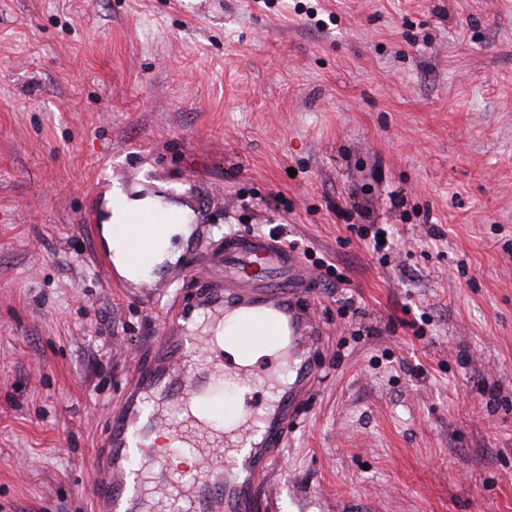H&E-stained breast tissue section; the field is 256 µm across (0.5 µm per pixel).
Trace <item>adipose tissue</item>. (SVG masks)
<instances>
[{"mask_svg": "<svg viewBox=\"0 0 512 512\" xmlns=\"http://www.w3.org/2000/svg\"><path fill=\"white\" fill-rule=\"evenodd\" d=\"M196 213L162 196H133L120 186L105 195L101 235L118 272L137 280L172 258L174 238H184Z\"/></svg>", "mask_w": 512, "mask_h": 512, "instance_id": "ef3b65f1", "label": "adipose tissue"}]
</instances>
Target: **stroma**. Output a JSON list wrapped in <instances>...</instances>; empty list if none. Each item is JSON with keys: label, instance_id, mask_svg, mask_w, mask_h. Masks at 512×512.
Wrapping results in <instances>:
<instances>
[{"label": "stroma", "instance_id": "35a3bbf8", "mask_svg": "<svg viewBox=\"0 0 512 512\" xmlns=\"http://www.w3.org/2000/svg\"><path fill=\"white\" fill-rule=\"evenodd\" d=\"M116 182L197 213L144 285ZM273 229L329 338L278 512H512V0H0V512H91L134 360Z\"/></svg>", "mask_w": 512, "mask_h": 512}]
</instances>
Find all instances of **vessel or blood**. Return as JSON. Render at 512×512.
I'll use <instances>...</instances> for the list:
<instances>
[{
    "label": "vessel or blood",
    "mask_w": 512,
    "mask_h": 512,
    "mask_svg": "<svg viewBox=\"0 0 512 512\" xmlns=\"http://www.w3.org/2000/svg\"><path fill=\"white\" fill-rule=\"evenodd\" d=\"M311 281L302 260L262 235L225 236L216 268L195 274L192 302L154 345L148 363L128 375L118 410L112 411L94 451L100 478L92 485L94 512H150V489L185 501L187 512H272L267 476L280 462L288 427L314 392L312 361L327 338L313 321L307 298ZM242 313L249 333L229 329L226 349L216 350L189 328L193 317ZM287 338L292 382H272L267 363L244 367L232 351H250ZM243 388L231 430L216 431L208 419L186 416L171 423L169 407L202 400L209 416L219 413L225 392ZM206 458L190 479H177L167 459L170 447L158 433ZM233 455L230 467L210 463L213 453Z\"/></svg>",
    "instance_id": "1"
}]
</instances>
